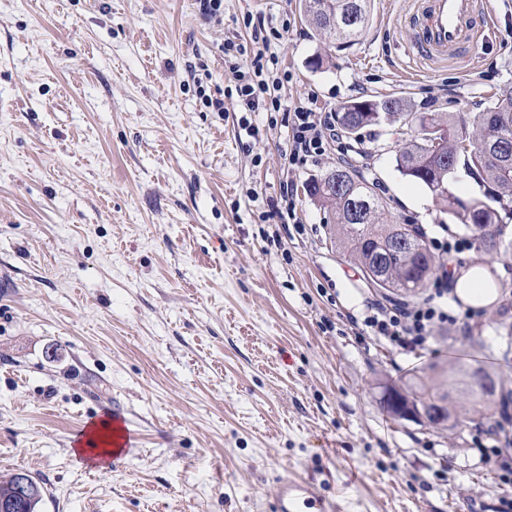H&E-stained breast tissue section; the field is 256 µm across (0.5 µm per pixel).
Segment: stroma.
I'll list each match as a JSON object with an SVG mask.
<instances>
[{
    "mask_svg": "<svg viewBox=\"0 0 512 512\" xmlns=\"http://www.w3.org/2000/svg\"><path fill=\"white\" fill-rule=\"evenodd\" d=\"M414 0H373L332 50L299 0H0V480L23 470L41 512H270L302 478L348 512H467L501 488L475 424L437 430L381 406L431 365L478 360L512 390V257L497 301L435 328L420 355L359 325L381 300L289 169L288 115L245 112L225 43L272 41L290 105L390 96L414 112L485 111L512 82V0L468 63L408 50ZM220 98L211 111L202 96ZM401 124L359 132L354 161L397 221L464 230L403 176ZM291 183L298 224L281 223ZM121 413L138 436L101 467L72 441Z\"/></svg>",
    "mask_w": 512,
    "mask_h": 512,
    "instance_id": "stroma-1",
    "label": "stroma"
}]
</instances>
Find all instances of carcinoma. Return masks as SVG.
I'll return each instance as SVG.
<instances>
[{
	"mask_svg": "<svg viewBox=\"0 0 512 512\" xmlns=\"http://www.w3.org/2000/svg\"><path fill=\"white\" fill-rule=\"evenodd\" d=\"M373 0H302L303 15L331 48L353 44L364 33ZM343 131L355 135L386 121L414 126L397 157L400 172L424 186L439 211L452 216L470 234L477 251L508 256L512 238L499 228L500 211L512 205V83L494 95L492 106L471 119L451 112H408L397 98L345 102L336 112ZM444 130L442 143L429 137L424 117ZM463 168L484 188L482 196L467 199L448 188V180ZM307 195L332 211L342 256L354 264L367 283L383 295L414 297L436 276L439 266L430 253L427 233L419 224H398L374 183L346 163L306 184ZM481 365L458 362L450 370L416 374L403 387L384 391L382 404L394 414L392 396L428 418L437 414L436 427L454 429L462 422L480 423L498 406L508 409V395L494 401L495 382ZM18 474L0 483V501L19 495Z\"/></svg>",
	"mask_w": 512,
	"mask_h": 512,
	"instance_id": "obj_1",
	"label": "carcinoma"
}]
</instances>
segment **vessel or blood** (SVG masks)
I'll return each mask as SVG.
<instances>
[{
	"label": "vessel or blood",
	"instance_id": "1",
	"mask_svg": "<svg viewBox=\"0 0 512 512\" xmlns=\"http://www.w3.org/2000/svg\"><path fill=\"white\" fill-rule=\"evenodd\" d=\"M481 0H416L409 17L412 54L423 60L466 59L473 55L491 25ZM271 512H343L338 499L303 479L279 481Z\"/></svg>",
	"mask_w": 512,
	"mask_h": 512
}]
</instances>
